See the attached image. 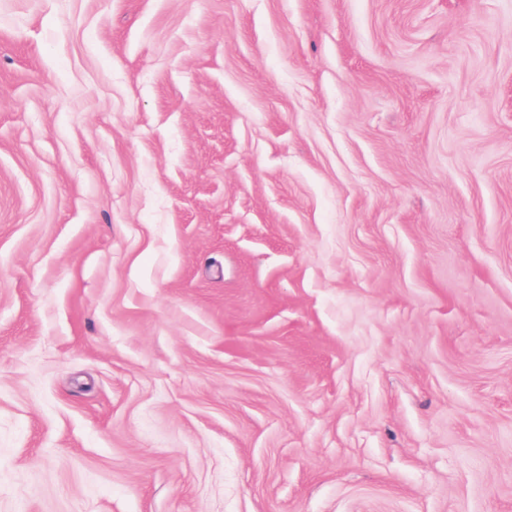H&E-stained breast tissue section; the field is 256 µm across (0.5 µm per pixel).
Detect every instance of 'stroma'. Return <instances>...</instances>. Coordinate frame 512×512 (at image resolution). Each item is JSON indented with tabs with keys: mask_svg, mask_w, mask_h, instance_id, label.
I'll return each mask as SVG.
<instances>
[{
	"mask_svg": "<svg viewBox=\"0 0 512 512\" xmlns=\"http://www.w3.org/2000/svg\"><path fill=\"white\" fill-rule=\"evenodd\" d=\"M0 512H512V0H0Z\"/></svg>",
	"mask_w": 512,
	"mask_h": 512,
	"instance_id": "1",
	"label": "stroma"
}]
</instances>
